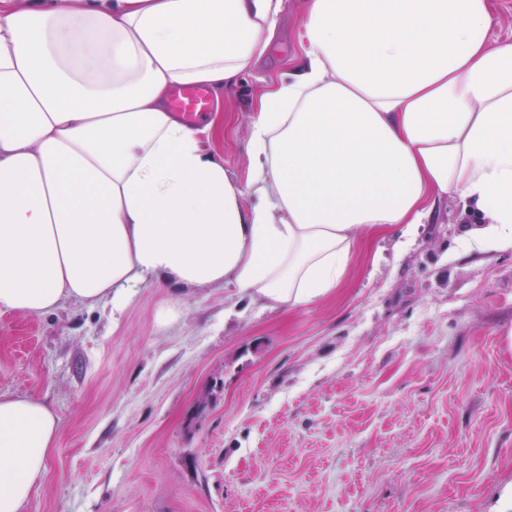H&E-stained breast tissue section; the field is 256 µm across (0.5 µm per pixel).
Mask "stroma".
I'll use <instances>...</instances> for the list:
<instances>
[{
    "label": "stroma",
    "mask_w": 512,
    "mask_h": 512,
    "mask_svg": "<svg viewBox=\"0 0 512 512\" xmlns=\"http://www.w3.org/2000/svg\"><path fill=\"white\" fill-rule=\"evenodd\" d=\"M302 4L205 116L248 206L254 111L296 66ZM482 221L452 198L404 251L368 234L304 306L148 281L117 322L0 313V392L59 417L23 512H487L512 484V250L467 248Z\"/></svg>",
    "instance_id": "stroma-1"
}]
</instances>
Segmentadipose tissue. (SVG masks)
Returning a JSON list of instances; mask_svg holds the SVG:
<instances>
[{"instance_id":"obj_1","label":"adipose tissue","mask_w":512,"mask_h":512,"mask_svg":"<svg viewBox=\"0 0 512 512\" xmlns=\"http://www.w3.org/2000/svg\"><path fill=\"white\" fill-rule=\"evenodd\" d=\"M284 0H0V312L124 310L147 278L301 306L355 240H411L453 196L512 249V44L493 0H304L295 73L262 96L251 187L182 122L173 85L230 88ZM59 418L0 393V512L40 487ZM490 37L499 43H512V0H495Z\"/></svg>"}]
</instances>
